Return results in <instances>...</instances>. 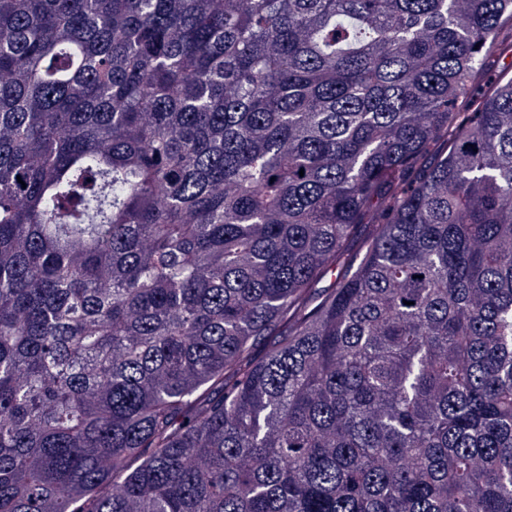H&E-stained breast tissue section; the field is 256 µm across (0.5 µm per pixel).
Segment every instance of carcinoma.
I'll return each instance as SVG.
<instances>
[{
  "instance_id": "cac0c4a2",
  "label": "carcinoma",
  "mask_w": 512,
  "mask_h": 512,
  "mask_svg": "<svg viewBox=\"0 0 512 512\" xmlns=\"http://www.w3.org/2000/svg\"><path fill=\"white\" fill-rule=\"evenodd\" d=\"M509 56L512 0H0V512H512Z\"/></svg>"
}]
</instances>
